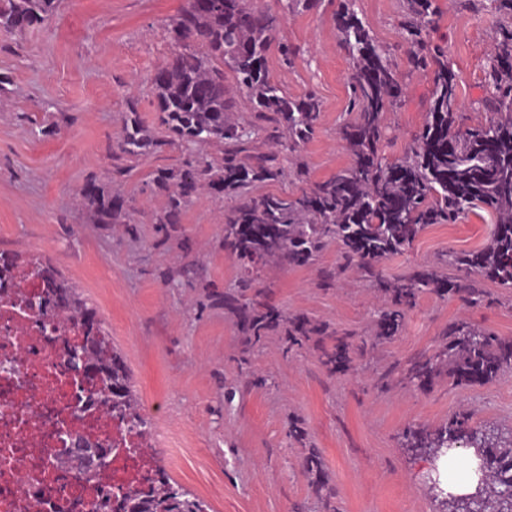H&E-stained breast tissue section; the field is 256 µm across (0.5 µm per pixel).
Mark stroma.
Instances as JSON below:
<instances>
[{
	"label": "stroma",
	"mask_w": 512,
	"mask_h": 512,
	"mask_svg": "<svg viewBox=\"0 0 512 512\" xmlns=\"http://www.w3.org/2000/svg\"><path fill=\"white\" fill-rule=\"evenodd\" d=\"M186 0H57L43 24L17 34L0 28V252L48 259L96 312L123 356L139 407L150 423L160 465L172 480L205 501L210 512H441L426 483L427 455L405 448L407 428H437L461 411L471 424L512 435V371L495 381L458 386L448 377L420 388L399 367L434 354L441 332L464 319L512 339V288L492 281L487 303L422 294L398 336L375 337L384 295L356 269H341L336 245L313 264L267 269L256 286L289 314L327 325L329 333L284 353L279 333L250 347L218 298L239 288V261L223 245L224 210L202 191L180 223L156 224L166 203L153 172L175 163L172 148L147 156L112 181L113 152L129 101L145 125L154 121L149 78L172 52L167 24ZM340 0L286 15L279 32L297 55L277 53L268 68L289 95L314 93L318 129L298 153L310 182L348 164L337 135L347 122L349 60L335 13ZM430 37L448 45L462 101L460 123L486 117L482 67L493 13L458 0H436ZM402 0H356L376 41L388 47L403 94L386 119L384 154L403 155L428 111L430 76L408 64L398 27ZM111 181L129 198L132 223L95 224L80 203L88 180ZM489 216L432 224L412 248L381 264L388 279L469 251L489 238ZM350 335L347 371L329 374L321 349ZM299 427L304 440L290 437ZM316 449L334 494L323 501L303 469Z\"/></svg>",
	"instance_id": "obj_1"
}]
</instances>
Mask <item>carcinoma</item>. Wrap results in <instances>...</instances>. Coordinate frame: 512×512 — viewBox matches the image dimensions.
<instances>
[{"instance_id": "carcinoma-1", "label": "carcinoma", "mask_w": 512, "mask_h": 512, "mask_svg": "<svg viewBox=\"0 0 512 512\" xmlns=\"http://www.w3.org/2000/svg\"><path fill=\"white\" fill-rule=\"evenodd\" d=\"M486 1L498 16L484 64L486 118L461 132L455 128L460 102L455 74L448 66V47L427 39L437 15L435 0H403L399 23L409 44L408 63L431 74L433 91L422 126L411 135L405 153L390 160L382 154L381 143L386 115L396 109L402 93L398 67L389 50L370 36L354 0H343L336 25L351 66L353 118L340 126L338 135L351 160L296 196H252L250 189L257 182L306 177L299 166L287 170L283 160L296 155L314 135L318 101L312 94L288 95L269 72L271 47L287 66L295 56L288 41L278 37L285 12L255 0H186L168 23L172 56L151 78L155 127L150 130L141 123L132 101L117 144L130 162L160 154L173 144L181 149L179 164L153 173L152 183L167 196L154 223H180L199 190L209 188L228 203L224 247L236 253L247 282L271 265H309L328 243L338 244L346 264L356 267L387 298L377 323L379 339L400 332L405 311L425 291L441 297L451 294L476 306L484 299V281L512 288V0H461V5L477 7ZM54 9L55 0H0V25L21 33L44 22ZM238 96L247 107L245 115L237 112ZM262 134L275 150L254 152ZM81 204L98 224L132 223L129 201L112 195V188L95 179L84 186ZM476 209L493 218L487 243L467 253L450 251L440 265L419 266L395 280L381 277L380 264L410 248L424 228L455 224ZM441 265L460 275L453 280L442 277ZM27 270L40 273L46 287L36 295L34 310L64 316L82 331L74 341L77 353L69 356L72 370L87 380L102 379L104 404L112 417L147 433L148 421L132 393L126 365L95 310L74 295L50 262L32 260ZM224 309L235 315L254 344L283 329L286 354L319 333L311 321L243 294L224 293ZM350 347L341 337L318 360L331 374L342 371L351 362ZM509 369L511 339L458 320L448 325L434 355L409 361L402 373L421 386L444 373L457 385H481ZM470 420V413L463 411L434 430L410 429L406 444L438 448L442 454L474 449L485 476L483 507L507 512L500 492L512 485V440L475 428ZM303 468L317 492L325 490L314 449H309ZM200 506L160 468L147 492L129 488L115 502L112 493L103 492L99 512H197Z\"/></svg>"}]
</instances>
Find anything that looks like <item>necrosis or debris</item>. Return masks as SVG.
I'll use <instances>...</instances> for the list:
<instances>
[{
  "instance_id": "necrosis-or-debris-1",
  "label": "necrosis or debris",
  "mask_w": 512,
  "mask_h": 512,
  "mask_svg": "<svg viewBox=\"0 0 512 512\" xmlns=\"http://www.w3.org/2000/svg\"><path fill=\"white\" fill-rule=\"evenodd\" d=\"M38 289L21 270L0 284V512H95L102 491L151 488L155 459L147 437L113 421L68 368L77 327L25 309ZM63 431L112 447L101 483L59 466Z\"/></svg>"
}]
</instances>
